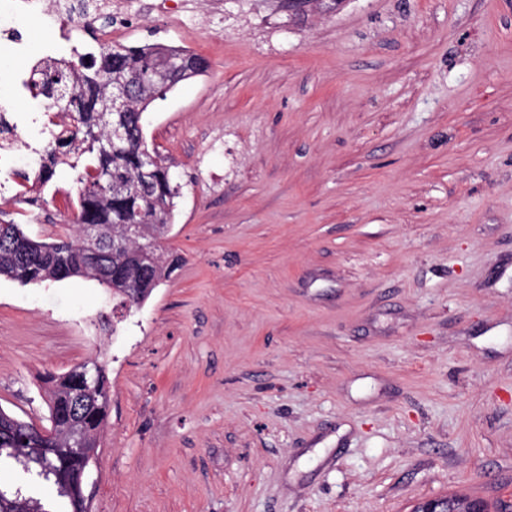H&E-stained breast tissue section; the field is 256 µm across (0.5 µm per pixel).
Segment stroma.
Masks as SVG:
<instances>
[{"label": "stroma", "instance_id": "1", "mask_svg": "<svg viewBox=\"0 0 512 512\" xmlns=\"http://www.w3.org/2000/svg\"><path fill=\"white\" fill-rule=\"evenodd\" d=\"M146 2L124 45L210 64L146 114L181 261L110 330L94 280L0 277V409L105 365L91 512H512V0Z\"/></svg>", "mask_w": 512, "mask_h": 512}]
</instances>
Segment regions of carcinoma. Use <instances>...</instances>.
Returning <instances> with one entry per match:
<instances>
[{"label": "carcinoma", "instance_id": "1", "mask_svg": "<svg viewBox=\"0 0 512 512\" xmlns=\"http://www.w3.org/2000/svg\"><path fill=\"white\" fill-rule=\"evenodd\" d=\"M188 53L181 47L148 44L137 47L114 46L99 54H87L63 68L47 69V83L56 89L55 105L68 117V123L50 130L47 160L40 179L48 182L55 165L62 162L76 173L78 207L73 217L76 232L65 229L51 241L29 236L22 225L13 221L0 224V276L22 286L60 282L75 277L96 281L112 294L117 306L130 309L145 302L180 261L165 241L175 217L181 185L175 180L171 165L157 156L152 181L139 179L142 156L139 142L146 140L143 112L166 94L149 82L135 103V112L121 117L125 136L108 147L112 128L103 126L99 114L107 103L108 90L103 72L112 78L131 73H147L158 60L160 50ZM112 174V181L128 185L123 192H113L98 173ZM94 224L102 232L98 256L88 254L82 229ZM141 225L142 235L126 237V226ZM121 240L124 248L112 250V241ZM153 244L151 258L140 254L141 243ZM82 373L72 369L61 376L43 378L47 385L50 425L56 440L44 450L33 449L28 423L0 410V463L13 461L35 476L48 489L34 497L21 486L0 485V512H88L83 491L74 482V473L83 467L84 457L68 446L70 433L77 432L87 448L101 446V434L108 417L110 381L105 367L96 363L95 387L84 396L81 407L74 406ZM460 494L440 499L441 512H466L474 505Z\"/></svg>", "mask_w": 512, "mask_h": 512}]
</instances>
